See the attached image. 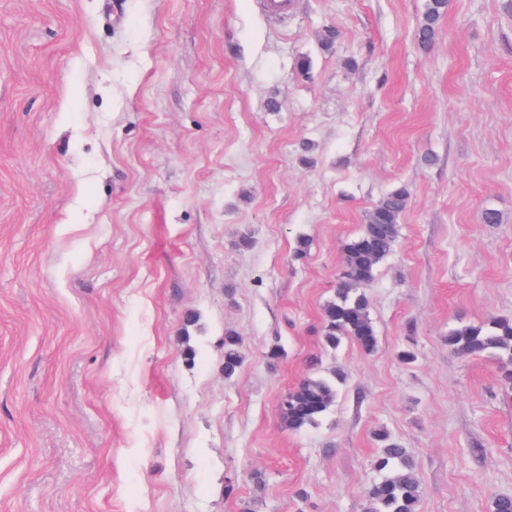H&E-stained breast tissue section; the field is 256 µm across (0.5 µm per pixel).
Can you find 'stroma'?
<instances>
[{
  "instance_id": "35a3bbf8",
  "label": "stroma",
  "mask_w": 512,
  "mask_h": 512,
  "mask_svg": "<svg viewBox=\"0 0 512 512\" xmlns=\"http://www.w3.org/2000/svg\"><path fill=\"white\" fill-rule=\"evenodd\" d=\"M507 2L449 0L425 48L426 0H0V512H365L381 428L422 512L512 494V390L444 342L512 318ZM401 185L378 348L325 347L342 246ZM314 357L346 381L285 430ZM244 362L243 342L239 336H224V375L232 376Z\"/></svg>"
}]
</instances>
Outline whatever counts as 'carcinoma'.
<instances>
[{"instance_id":"1","label":"carcinoma","mask_w":512,"mask_h":512,"mask_svg":"<svg viewBox=\"0 0 512 512\" xmlns=\"http://www.w3.org/2000/svg\"><path fill=\"white\" fill-rule=\"evenodd\" d=\"M448 9V0H427L415 37L427 47L434 41L437 27ZM411 199L410 191L399 186L371 209L359 234L343 245V266L336 280V298L322 312L323 340L337 348L345 338L372 353L378 347L377 331L370 317V301L365 292L379 263L391 252L398 224ZM448 350L462 355L491 354L500 362L502 380L512 385V320L492 318L481 325L464 324L446 336ZM244 362L240 337L224 336V375L232 376ZM344 375L306 376L280 402L283 425L301 431L317 424L336 401L338 385ZM378 453L372 458L373 469L380 474L366 492V512H420L424 489L415 473L407 449L385 432L378 434Z\"/></svg>"}]
</instances>
